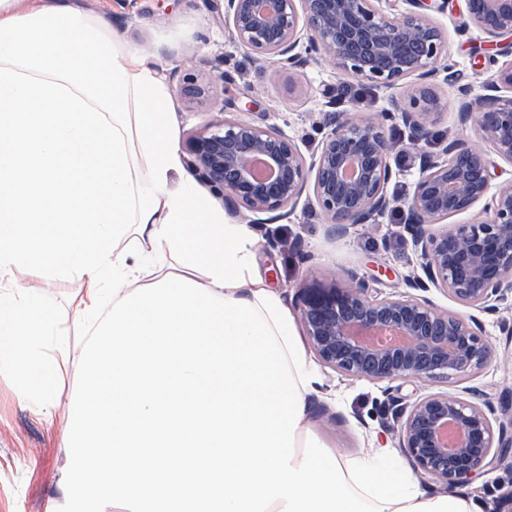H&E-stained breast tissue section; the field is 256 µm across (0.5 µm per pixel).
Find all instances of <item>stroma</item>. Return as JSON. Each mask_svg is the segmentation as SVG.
<instances>
[{
  "instance_id": "1",
  "label": "stroma",
  "mask_w": 512,
  "mask_h": 512,
  "mask_svg": "<svg viewBox=\"0 0 512 512\" xmlns=\"http://www.w3.org/2000/svg\"><path fill=\"white\" fill-rule=\"evenodd\" d=\"M84 7L114 25L121 36L139 47L154 63L170 94L179 140H186L205 123L227 113L253 124L273 128L291 137L304 155H311L323 136L322 105L327 90L335 89L351 101L360 118L376 117L391 98L406 96L413 78L394 88L376 91L368 85L339 76L325 66L311 65L303 73L269 75L251 51L237 46L224 25L223 0H82ZM437 21L447 41L450 64L468 77L471 95L484 92L485 81L495 67L481 45L484 37L463 29V18L451 10ZM231 74V89H224L220 74ZM197 76L214 78L216 107H188L179 96V80ZM441 107L433 126L434 140L416 145L408 130L388 128L397 152L392 159L395 177L387 192L403 198L419 175L421 150L434 149L435 139L455 135L467 138L474 147L482 142L471 128L457 118V92L438 89ZM234 224H252L249 213H228ZM328 219L302 196L291 211L265 224H252L260 240L259 270L270 287L281 290L290 312L298 310V290L311 280L331 279L336 270L356 271L371 287L387 295L403 289L409 274H421L420 259L402 225L392 216L376 224H360L349 234L332 238ZM16 279L53 312L69 343V360L77 362L83 339L73 326L76 305L83 294L80 281L49 277L23 268ZM492 356L476 373L460 378L438 377L426 382H399V394L408 399L429 393H445L495 407L500 419L512 418V310L483 315ZM321 380L309 401V420L315 432L337 455L352 457L378 446L397 448L392 419L383 408L388 382L353 379L315 363ZM68 418L65 406L53 417H45L21 405L14 380L0 374V512H47L58 496L61 474L69 463L65 446ZM512 489V451L505 465L465 485L477 496L485 512H492L500 497Z\"/></svg>"
}]
</instances>
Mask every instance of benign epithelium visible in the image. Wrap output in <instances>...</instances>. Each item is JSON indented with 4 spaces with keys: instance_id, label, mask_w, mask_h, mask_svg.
Wrapping results in <instances>:
<instances>
[{
    "instance_id": "benign-epithelium-1",
    "label": "benign epithelium",
    "mask_w": 512,
    "mask_h": 512,
    "mask_svg": "<svg viewBox=\"0 0 512 512\" xmlns=\"http://www.w3.org/2000/svg\"><path fill=\"white\" fill-rule=\"evenodd\" d=\"M224 0V24L234 43L276 69L301 70L325 60L343 75L380 90L413 76L412 108L390 100L382 121L359 120L338 96L324 113L326 132L310 157L269 127L232 118L189 136L186 164L235 210L279 212L304 193L331 218L328 234L374 223L397 207L386 193L393 143L383 123L429 137L439 107L438 84L457 88L458 121L477 117V133L501 160L512 162V60L499 66L484 94L469 96L465 76L445 63V34L434 20L448 0ZM467 23L489 38L512 39V0H461ZM306 43L305 52L299 51ZM189 105L212 96L209 81L179 88ZM493 161L466 140L446 137L421 157L420 174L404 199V231L425 277H407L405 291L377 296L365 278L346 270L300 289L305 336L325 366L355 379L426 381L466 377L490 356L482 321L436 305L423 293L444 292L476 313L493 314L512 301V180L494 184ZM480 208L469 224L449 218ZM399 447L421 474L448 488L464 486L506 460L512 422L489 404L440 393L412 402L389 393Z\"/></svg>"
}]
</instances>
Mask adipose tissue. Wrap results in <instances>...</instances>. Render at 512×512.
Instances as JSON below:
<instances>
[{"mask_svg":"<svg viewBox=\"0 0 512 512\" xmlns=\"http://www.w3.org/2000/svg\"><path fill=\"white\" fill-rule=\"evenodd\" d=\"M168 91L77 0H0V371L51 414L66 374L70 461L49 512H483L423 490L386 447L316 435L320 384L259 240L182 177ZM90 282L77 366L15 284Z\"/></svg>","mask_w":512,"mask_h":512,"instance_id":"1","label":"adipose tissue"}]
</instances>
